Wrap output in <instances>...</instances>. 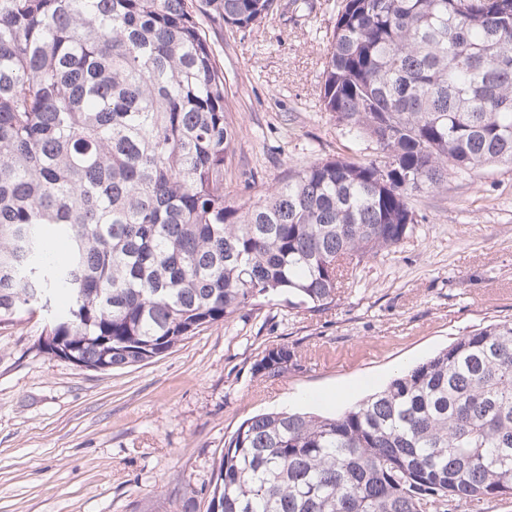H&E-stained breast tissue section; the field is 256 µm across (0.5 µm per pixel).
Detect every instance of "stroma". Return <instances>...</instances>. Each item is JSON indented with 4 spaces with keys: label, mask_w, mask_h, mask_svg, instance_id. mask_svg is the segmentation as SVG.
I'll list each match as a JSON object with an SVG mask.
<instances>
[{
    "label": "stroma",
    "mask_w": 512,
    "mask_h": 512,
    "mask_svg": "<svg viewBox=\"0 0 512 512\" xmlns=\"http://www.w3.org/2000/svg\"><path fill=\"white\" fill-rule=\"evenodd\" d=\"M244 32L205 19L238 131L224 168L237 202L313 158H374L320 107L327 32L340 0H291ZM418 222L394 252L353 269L329 310L273 296L165 356L121 370L39 352L45 314L0 324V512H206L227 440L267 411L334 415L456 338L512 319V167L416 197ZM285 344L299 366L258 378Z\"/></svg>",
    "instance_id": "stroma-1"
}]
</instances>
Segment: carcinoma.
<instances>
[{"label": "carcinoma", "instance_id": "obj_1", "mask_svg": "<svg viewBox=\"0 0 512 512\" xmlns=\"http://www.w3.org/2000/svg\"><path fill=\"white\" fill-rule=\"evenodd\" d=\"M277 0H0V324L57 297L37 349L93 370L163 356L272 294L336 303L340 258L391 252L415 197L512 166V0H341L323 110L373 140L256 200L224 194L236 129L202 29ZM68 244L48 254L46 230ZM272 347L253 374L277 377ZM512 495V322L339 414L268 412L225 442L207 512H439Z\"/></svg>", "mask_w": 512, "mask_h": 512}]
</instances>
